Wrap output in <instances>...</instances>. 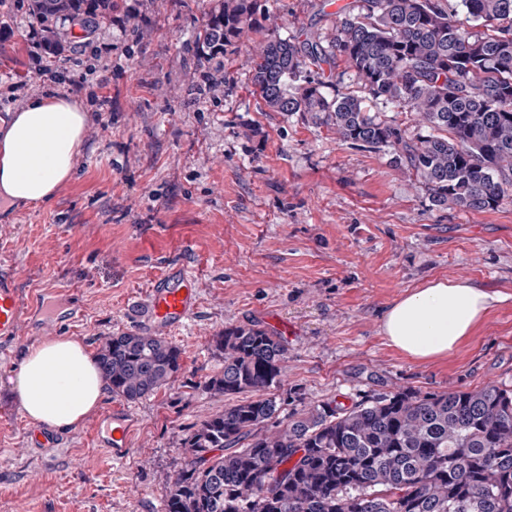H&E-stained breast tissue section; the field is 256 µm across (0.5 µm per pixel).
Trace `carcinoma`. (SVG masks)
Segmentation results:
<instances>
[{
  "instance_id": "1",
  "label": "carcinoma",
  "mask_w": 512,
  "mask_h": 512,
  "mask_svg": "<svg viewBox=\"0 0 512 512\" xmlns=\"http://www.w3.org/2000/svg\"><path fill=\"white\" fill-rule=\"evenodd\" d=\"M45 54L67 31L112 21L119 0H20ZM479 23L466 29L459 14ZM269 20L261 0H222L194 45L201 66ZM341 58L373 100L405 105L428 133L380 120L352 91L329 95L322 65ZM253 93L273 112H306L340 140L390 149L432 203L494 209L512 188V0H351L328 45L274 35L250 56ZM224 370L206 388L244 395L183 439L164 512H512V388L403 387L346 406L313 404L275 421L271 390L287 349L258 325L212 338ZM181 349L162 336H107L98 366L137 402L169 385Z\"/></svg>"
}]
</instances>
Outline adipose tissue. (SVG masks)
Instances as JSON below:
<instances>
[{
  "label": "adipose tissue",
  "instance_id": "1",
  "mask_svg": "<svg viewBox=\"0 0 512 512\" xmlns=\"http://www.w3.org/2000/svg\"><path fill=\"white\" fill-rule=\"evenodd\" d=\"M87 115L68 94L31 98L0 128V203L43 204L73 176ZM500 296L464 280H435L389 307L382 332L416 359L448 353ZM31 421L54 427L82 425L100 406L108 385L87 347L72 338L31 345L16 376Z\"/></svg>",
  "mask_w": 512,
  "mask_h": 512
}]
</instances>
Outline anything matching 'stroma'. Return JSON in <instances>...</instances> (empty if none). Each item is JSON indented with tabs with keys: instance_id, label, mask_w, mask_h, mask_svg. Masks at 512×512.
<instances>
[{
	"instance_id": "stroma-1",
	"label": "stroma",
	"mask_w": 512,
	"mask_h": 512,
	"mask_svg": "<svg viewBox=\"0 0 512 512\" xmlns=\"http://www.w3.org/2000/svg\"><path fill=\"white\" fill-rule=\"evenodd\" d=\"M216 2L127 0L91 48L69 34L75 48L53 79L17 0L0 6V128L55 91L88 114L72 179L48 203L0 210V276L27 319L0 355V512H163L183 438L228 402L205 387L224 367L212 338L227 326L281 336L284 418L400 387H512V196L481 212L436 207L391 151L350 145L254 95L251 50L274 34L301 43L331 32L349 0H267V27L211 63L210 87L196 91L191 45ZM177 264L195 276L198 302L165 333L182 351L173 382L135 403L106 395L83 425L58 429L56 446L33 442L14 385L26 348L69 337L94 353L106 336L155 332L147 291ZM440 279L503 299L455 349L419 360L389 345L381 317ZM121 403L133 451L116 463L97 430Z\"/></svg>"
}]
</instances>
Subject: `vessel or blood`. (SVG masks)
<instances>
[{"label": "vessel or blood", "mask_w": 512, "mask_h": 512, "mask_svg": "<svg viewBox=\"0 0 512 512\" xmlns=\"http://www.w3.org/2000/svg\"><path fill=\"white\" fill-rule=\"evenodd\" d=\"M157 323L165 328L185 324L197 306V290L192 272L184 266L169 269L155 279L148 294ZM20 291L11 280L0 278V338L15 336L20 322ZM131 417L122 408L112 411V437L106 448L113 460L124 461L130 454Z\"/></svg>", "instance_id": "obj_1"}]
</instances>
